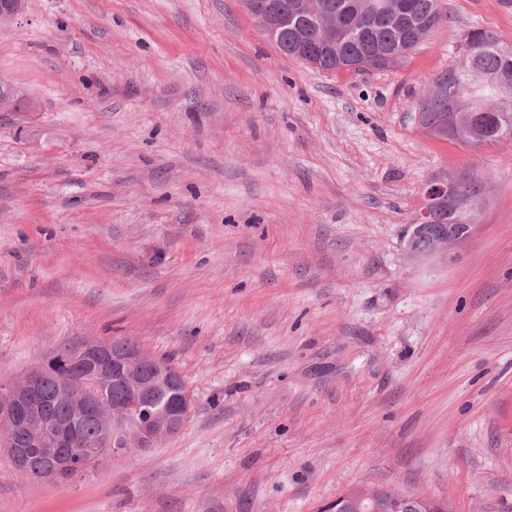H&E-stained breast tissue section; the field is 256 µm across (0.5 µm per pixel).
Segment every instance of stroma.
I'll return each mask as SVG.
<instances>
[{
	"label": "stroma",
	"instance_id": "obj_1",
	"mask_svg": "<svg viewBox=\"0 0 512 512\" xmlns=\"http://www.w3.org/2000/svg\"><path fill=\"white\" fill-rule=\"evenodd\" d=\"M406 62L323 72L243 0H29L0 24V383L135 340L193 400L71 481L0 448V512H322L395 488L512 512V140L428 137L419 99L512 0H438ZM481 181L449 253L402 236L434 177ZM27 112L39 111V103L23 88L5 84L0 81V112H17L20 109Z\"/></svg>",
	"mask_w": 512,
	"mask_h": 512
}]
</instances>
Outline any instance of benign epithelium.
<instances>
[{"instance_id":"benign-epithelium-1","label":"benign epithelium","mask_w":512,"mask_h":512,"mask_svg":"<svg viewBox=\"0 0 512 512\" xmlns=\"http://www.w3.org/2000/svg\"><path fill=\"white\" fill-rule=\"evenodd\" d=\"M29 0H0V23L15 18L22 12ZM251 15L268 31L274 32L288 22V15L309 14L317 18V31L314 44H309L308 37L299 36L296 41L294 58L303 63L316 66L321 55L340 52L342 45L351 36L353 24L346 23L322 13L319 0H291L289 14L279 8L274 0H244ZM385 14L393 23L411 30L413 39L399 52L385 55L381 52L369 56L361 62L366 70H372V64L383 61L394 68L402 64L414 50L415 45L425 39L434 29L439 17L434 10L420 21L411 19L409 5L404 0H373L355 6L356 17H365L373 11ZM448 95V111L438 114L433 119H426L422 112L431 100L440 95ZM458 99L451 90V83L439 76L433 80L419 109L420 125L424 133L432 139L458 140L461 114L457 112ZM28 112L39 111V103L23 88L8 85L0 81V112H16L20 109ZM489 144L481 127L470 121L469 139L463 145L477 149ZM466 177L434 178L424 186V202L417 211L411 224L407 225L402 237L406 252L417 257H425L444 252L455 242L469 236L471 228L478 223V217L484 204L483 194L465 196L461 193V184ZM454 212L460 223H448V212ZM81 351L100 361L109 360L110 349L97 340H84ZM151 362L149 354L136 351L122 360L112 361L114 372L122 375V381L128 390L140 396V401L131 404H115L111 411L110 434L86 444L76 456L59 459L51 469L43 472L42 478L47 482H57L66 475L87 469L98 457L112 447L149 448L155 442L176 434L183 426L189 414L188 404H178L174 412L161 417L142 415L143 401L156 388L153 383L145 382L135 374L137 368ZM46 369L35 367L23 378L8 385H0V438L10 441L19 427L30 430L34 441L56 452V447L63 443L68 434V427L53 423L47 418L37 417L32 422L20 421L19 406L23 400L37 389ZM346 506L350 512H373L379 505L370 493L346 494Z\"/></svg>"}]
</instances>
